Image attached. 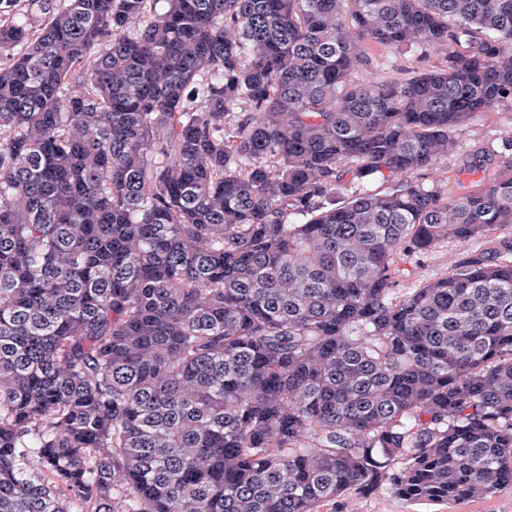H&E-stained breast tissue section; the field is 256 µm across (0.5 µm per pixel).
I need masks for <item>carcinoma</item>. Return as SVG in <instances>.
<instances>
[{
    "label": "carcinoma",
    "instance_id": "1",
    "mask_svg": "<svg viewBox=\"0 0 512 512\" xmlns=\"http://www.w3.org/2000/svg\"><path fill=\"white\" fill-rule=\"evenodd\" d=\"M504 101L512 0H0V512L512 482V137L462 196L405 178ZM374 55L383 54L389 60V67L394 66L397 69L414 68V70L433 69V66H441L444 64V50L437 48H428L425 52L423 60L417 61L413 56L398 52L394 49H376L371 48ZM388 67V68H389ZM476 242L458 243L445 240L422 255L397 254L394 258L398 288H412L448 274L454 261L466 258L477 248Z\"/></svg>",
    "mask_w": 512,
    "mask_h": 512
}]
</instances>
